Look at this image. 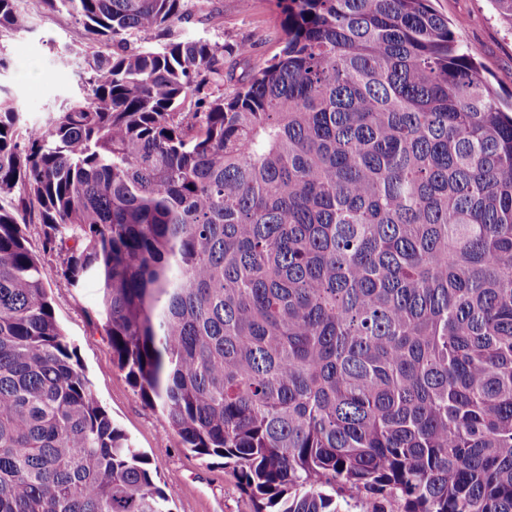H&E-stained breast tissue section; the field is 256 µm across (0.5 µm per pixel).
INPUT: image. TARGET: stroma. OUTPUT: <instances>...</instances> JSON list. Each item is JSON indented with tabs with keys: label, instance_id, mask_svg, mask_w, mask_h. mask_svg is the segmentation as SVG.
<instances>
[{
	"label": "stroma",
	"instance_id": "1",
	"mask_svg": "<svg viewBox=\"0 0 512 512\" xmlns=\"http://www.w3.org/2000/svg\"><path fill=\"white\" fill-rule=\"evenodd\" d=\"M188 6L192 16L183 25L186 35L227 46L241 42L252 48L245 64L225 56L221 95L235 91L244 69L264 65L281 48L272 0H253L248 9L241 0H189ZM432 6L455 23L458 42L474 56L502 102L512 105V31L499 20L491 0H432ZM85 42L82 26L69 15L55 12L35 17L28 31L8 40L13 66L0 73V83L11 87L37 123H44L58 95L80 96L82 64L77 49ZM25 233L40 260L55 316L95 397L145 456L171 512H251L247 496L225 469L223 459L186 448L162 413L147 406L125 372L113 367L112 348L97 321V281L71 286L61 274L62 255L43 252L40 225H27Z\"/></svg>",
	"mask_w": 512,
	"mask_h": 512
}]
</instances>
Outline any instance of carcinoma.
Returning a JSON list of instances; mask_svg holds the SVG:
<instances>
[{"label":"carcinoma","mask_w":512,"mask_h":512,"mask_svg":"<svg viewBox=\"0 0 512 512\" xmlns=\"http://www.w3.org/2000/svg\"><path fill=\"white\" fill-rule=\"evenodd\" d=\"M228 99L186 0L64 12L84 86H0V512H170L74 364L24 228L102 287L112 365L252 512H512V113L431 0H276Z\"/></svg>","instance_id":"1"}]
</instances>
